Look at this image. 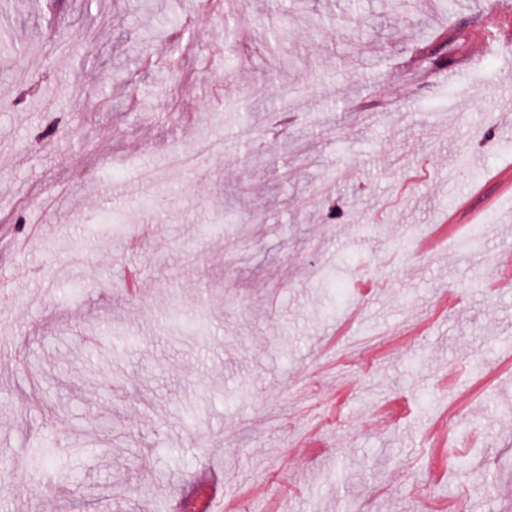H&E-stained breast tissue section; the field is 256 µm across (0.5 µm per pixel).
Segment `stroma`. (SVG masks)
<instances>
[{
    "label": "stroma",
    "instance_id": "1",
    "mask_svg": "<svg viewBox=\"0 0 512 512\" xmlns=\"http://www.w3.org/2000/svg\"><path fill=\"white\" fill-rule=\"evenodd\" d=\"M150 2L0 0V512H512V0ZM174 512H236L239 511L237 500L227 492L217 501L214 497L210 483L203 475L196 490L177 501Z\"/></svg>",
    "mask_w": 512,
    "mask_h": 512
}]
</instances>
